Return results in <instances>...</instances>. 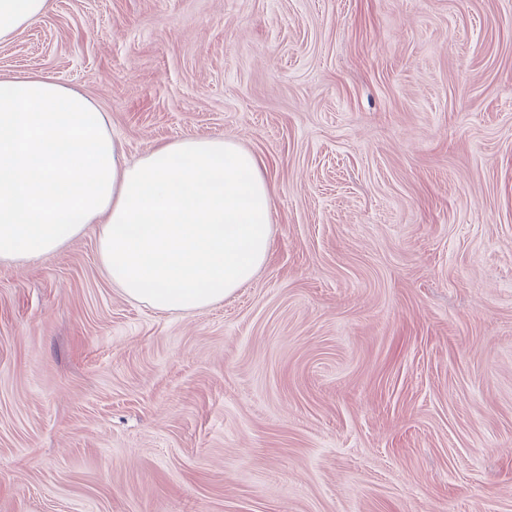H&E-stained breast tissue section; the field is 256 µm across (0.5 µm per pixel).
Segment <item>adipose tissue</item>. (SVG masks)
I'll return each instance as SVG.
<instances>
[{"label":"adipose tissue","instance_id":"adipose-tissue-1","mask_svg":"<svg viewBox=\"0 0 512 512\" xmlns=\"http://www.w3.org/2000/svg\"><path fill=\"white\" fill-rule=\"evenodd\" d=\"M48 0H0V43ZM100 227L112 285L160 311L233 294L264 264L271 191L261 159L221 137L176 140L121 161L106 119L52 78L0 79V262L49 257Z\"/></svg>","mask_w":512,"mask_h":512}]
</instances>
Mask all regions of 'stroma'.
I'll list each match as a JSON object with an SVG mask.
<instances>
[{
	"label": "stroma",
	"instance_id": "1",
	"mask_svg": "<svg viewBox=\"0 0 512 512\" xmlns=\"http://www.w3.org/2000/svg\"><path fill=\"white\" fill-rule=\"evenodd\" d=\"M35 73L261 157L272 246L192 312L94 224L0 263V512H512V0H49Z\"/></svg>",
	"mask_w": 512,
	"mask_h": 512
}]
</instances>
